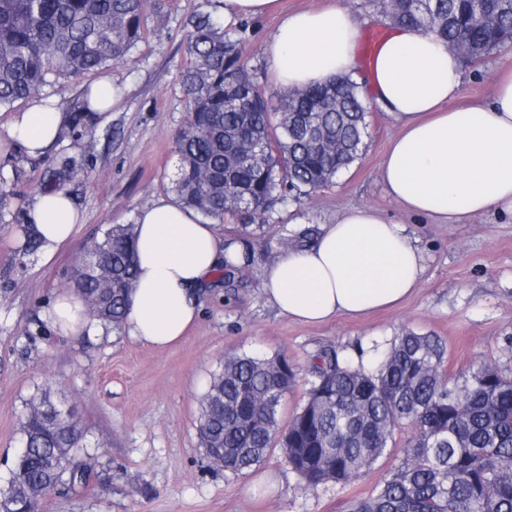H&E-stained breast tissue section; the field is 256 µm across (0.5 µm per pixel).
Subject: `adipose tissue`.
<instances>
[{
    "instance_id": "obj_1",
    "label": "adipose tissue",
    "mask_w": 512,
    "mask_h": 512,
    "mask_svg": "<svg viewBox=\"0 0 512 512\" xmlns=\"http://www.w3.org/2000/svg\"><path fill=\"white\" fill-rule=\"evenodd\" d=\"M363 20L331 6L285 16L264 46L277 87L359 79L356 48ZM367 79L370 101L398 132L380 179L400 208L439 224H461L491 210L512 212V65L499 71L490 103L456 104L460 61L433 34L394 30ZM64 114L36 96L6 130L15 149L43 157L56 143ZM43 238V260L82 220L63 190L39 193L25 217ZM137 282L124 329L156 348L176 344L201 314L200 294L224 261L241 262L243 243L225 242L175 198L161 197L136 219ZM423 257L403 224L367 208H347L323 225L316 242L291 248L262 272L267 299L288 317L318 324L363 317L399 305L419 287ZM51 330L76 337L97 331L80 297L63 291L48 313Z\"/></svg>"
}]
</instances>
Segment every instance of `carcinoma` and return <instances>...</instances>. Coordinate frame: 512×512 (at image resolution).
I'll return each instance as SVG.
<instances>
[{"instance_id": "obj_1", "label": "carcinoma", "mask_w": 512, "mask_h": 512, "mask_svg": "<svg viewBox=\"0 0 512 512\" xmlns=\"http://www.w3.org/2000/svg\"><path fill=\"white\" fill-rule=\"evenodd\" d=\"M391 24L462 45L465 62L512 44V0H391L377 3ZM161 0H0V110L70 74L129 59ZM182 74L186 118L175 140L172 191L202 216L263 224L294 192L328 186L362 151L367 110L348 77L266 96L243 63L241 42L211 13L189 19ZM261 142L262 163L251 146ZM249 198L243 209L238 196ZM18 261L42 241L19 224ZM131 224H116L80 255L71 287L88 314L120 323L136 287ZM437 336L405 330L374 369L334 349L312 360L305 404L287 422L282 397L296 366L284 352L224 357L200 399L199 445L208 466L239 474L276 448L308 487L346 483L388 455L395 432L413 429L401 466L348 512H512V379L476 362L454 375ZM22 447L0 487V512H27L48 495L87 487L76 456L83 432L47 391L20 419Z\"/></svg>"}]
</instances>
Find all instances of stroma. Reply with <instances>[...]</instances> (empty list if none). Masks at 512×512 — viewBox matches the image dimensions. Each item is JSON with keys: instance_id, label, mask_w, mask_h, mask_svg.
I'll return each mask as SVG.
<instances>
[{"instance_id": "stroma-1", "label": "stroma", "mask_w": 512, "mask_h": 512, "mask_svg": "<svg viewBox=\"0 0 512 512\" xmlns=\"http://www.w3.org/2000/svg\"><path fill=\"white\" fill-rule=\"evenodd\" d=\"M334 1L367 19L369 28L389 26L375 0H279L277 11L229 25L244 45L248 71L268 93L276 87L263 47L282 16ZM204 7L224 15L219 0H163L131 61L108 68L121 90L109 122L93 116L64 129L39 159L0 145L8 177L0 194V485L20 446L24 404L45 390L79 418L85 439L78 456L93 469L88 488L51 495L42 512H344L349 500L368 497L403 462L406 425L390 454L346 485L305 486L277 450L239 475L212 470L198 445L199 398L229 353H288L300 375L282 400L284 421L305 403L308 366L321 349L367 363L405 329L441 337L450 373L485 361L512 377V213L494 210L462 224L404 213L379 176L397 127L373 105L359 159L332 185L286 197L268 223L219 225L225 239L250 242L253 258L237 273L233 291L207 285L201 317L178 344L158 349L112 325L94 337L53 334L45 313L67 289L85 245L111 225L135 223L143 206L171 192L174 137L185 117L186 21ZM506 65L512 47L463 66L457 103L489 101ZM65 157L81 169L66 189L84 221L50 263L37 254L17 261V226L46 190L48 171ZM349 207H370L404 225L424 259L420 287L399 306L361 318L311 325L279 314L262 293L261 274L281 254V239L333 223Z\"/></svg>"}]
</instances>
